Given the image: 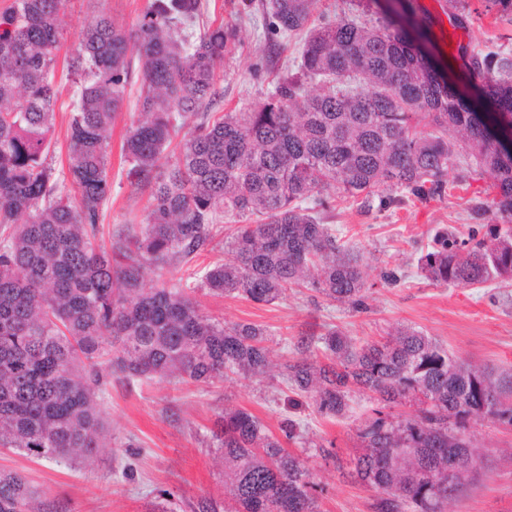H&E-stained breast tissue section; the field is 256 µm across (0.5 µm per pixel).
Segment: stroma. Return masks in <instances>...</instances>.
I'll list each match as a JSON object with an SVG mask.
<instances>
[{
    "instance_id": "1",
    "label": "stroma",
    "mask_w": 512,
    "mask_h": 512,
    "mask_svg": "<svg viewBox=\"0 0 512 512\" xmlns=\"http://www.w3.org/2000/svg\"><path fill=\"white\" fill-rule=\"evenodd\" d=\"M264 0H252L251 14L240 18L242 0H207L206 24L236 27L239 42L219 68L224 95L221 110L241 109L271 90L272 77L260 63L271 41L264 28ZM151 0H65L63 38L55 82L53 137L48 161L65 166L73 76L67 68L79 48V33L100 14L134 28ZM426 0H315L314 15L367 13L406 30L463 91L474 84L465 60L448 54ZM470 15L463 24L470 51L497 49L512 56V23L485 8L484 0H468ZM138 83H131L113 125L108 150L112 194L103 206L101 237L110 241L114 225L145 220L146 194L133 191L121 157L123 138L139 118ZM460 157L449 167L450 196L403 203L379 210L360 209L340 201L331 219L336 234L356 245L364 256L362 270L369 285L364 308L355 310L300 288L271 304L241 296L219 297L200 291L195 299L207 315L226 323L249 322L267 327L276 359L291 357L303 334L336 329L352 343L375 341L399 328L412 327L438 341L457 357L495 370L512 369V284L487 283L468 288L437 284L418 265V252L430 247L433 230L448 226L468 236L478 226L468 215L475 192L489 188V175L466 174L461 164L469 149L457 146ZM397 269L400 280L388 285L381 268ZM255 415L272 433L285 418L299 424L300 435L287 447L304 459L322 489L321 512H373L374 493L350 477L359 439V425L371 416L372 393L355 388L345 416L326 418L306 395L291 390L281 378L268 375L235 378L206 387L166 382L112 384L101 403L109 433L104 448L67 466L0 448V468L25 475L52 512H150L160 491H168L180 512L201 497L223 499L224 475L215 462L210 430L225 406ZM468 433L482 450L474 478L455 497L454 512H512V427L487 420L470 421Z\"/></svg>"
}]
</instances>
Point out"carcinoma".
<instances>
[{
  "label": "carcinoma",
  "mask_w": 512,
  "mask_h": 512,
  "mask_svg": "<svg viewBox=\"0 0 512 512\" xmlns=\"http://www.w3.org/2000/svg\"><path fill=\"white\" fill-rule=\"evenodd\" d=\"M63 2L14 0L0 12V448L71 463L102 447L101 394L114 381L211 384L276 367L327 418L346 414L353 387L385 406L421 395L426 408L414 418L373 410L358 428L353 474L376 493L374 512H449L480 459L468 422L512 426L511 372L466 363L414 329L360 346L334 329L307 334L293 344L297 357L275 366L266 328L216 321L192 294L271 304L303 286L363 308L362 255L324 214L338 197L369 210L397 202L393 189L447 196L457 135L496 190L470 207L472 219L491 211L509 225L461 241L440 228L420 269L446 286L512 282V149L400 29L346 16L315 23L313 0H266L273 34L305 35L298 68L250 107L217 112V68L235 30L196 31L203 0H154L131 30L102 14L81 33L60 178L47 158ZM485 3L512 22V0ZM468 68L495 121L512 127V58L474 55ZM134 75L141 117L122 152L129 185L149 194L148 214L106 246L107 147ZM217 224L236 226L231 260L146 287V271L209 252ZM318 344L323 360L312 361ZM211 439L224 502L203 498L192 512H320L311 471L252 413L224 410ZM37 498L25 475L0 469V512H35Z\"/></svg>",
  "instance_id": "cac0c4a2"
}]
</instances>
